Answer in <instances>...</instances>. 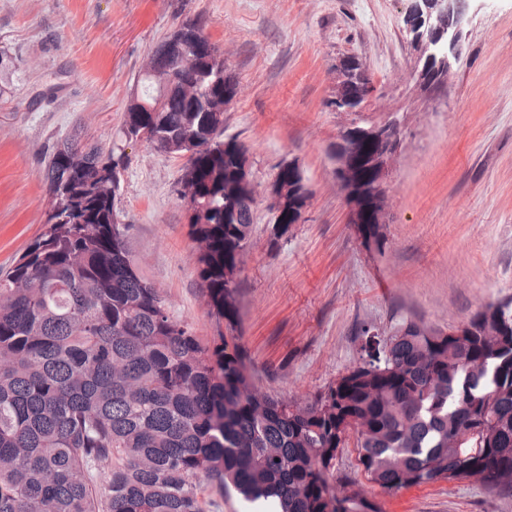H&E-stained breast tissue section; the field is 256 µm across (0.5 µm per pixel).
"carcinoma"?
I'll return each instance as SVG.
<instances>
[{"instance_id":"1","label":"carcinoma","mask_w":512,"mask_h":512,"mask_svg":"<svg viewBox=\"0 0 512 512\" xmlns=\"http://www.w3.org/2000/svg\"><path fill=\"white\" fill-rule=\"evenodd\" d=\"M455 6L434 0L427 27H448ZM204 27L187 19L156 46L162 70L139 75L118 137L190 154L183 197L224 331L203 342L139 274L114 211L121 145L60 139L44 230L0 275V512H208L200 477L277 512H383L352 484L336 489V454L351 434L385 493L475 479L512 496L511 300L451 333L412 321L382 341L366 330L359 365L304 403L255 385L237 335V272L256 198L245 147L224 139L238 85ZM427 52L433 83L448 61ZM342 72L336 107L364 102L363 65L349 57ZM398 135L393 122L358 125L336 148L354 223L377 244ZM271 193L276 241L310 191L284 164Z\"/></svg>"}]
</instances>
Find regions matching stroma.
Listing matches in <instances>:
<instances>
[{"label":"stroma","instance_id":"obj_1","mask_svg":"<svg viewBox=\"0 0 512 512\" xmlns=\"http://www.w3.org/2000/svg\"><path fill=\"white\" fill-rule=\"evenodd\" d=\"M408 0H0V51L18 69L0 101V269L40 231L45 170L60 138L81 128L113 141L136 77L186 18L204 29L239 92L224 136L245 145L254 228L241 257L240 345L264 392L304 402L357 366L364 330L409 321L444 332L512 300V0H469L462 55L435 85ZM357 57L374 89L362 111L337 108L340 61ZM62 88L32 105L43 87ZM394 122L384 177L383 246L365 243L336 175V145L356 125ZM115 199L126 246L170 315L209 340L220 325L198 277L181 177L188 158L127 144ZM297 166L312 196L272 240L270 186ZM357 482L384 512H512V498L459 480L387 495L354 446L336 481Z\"/></svg>","mask_w":512,"mask_h":512}]
</instances>
